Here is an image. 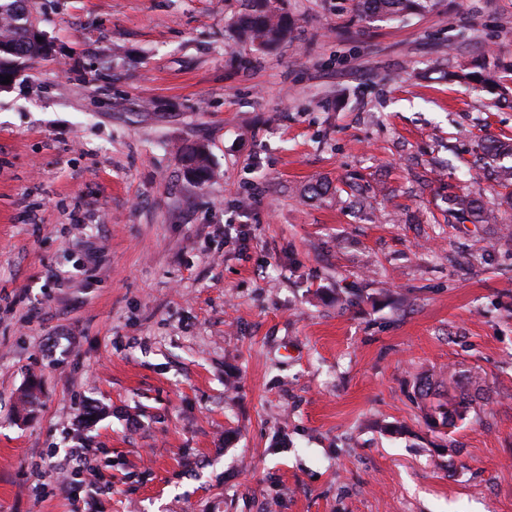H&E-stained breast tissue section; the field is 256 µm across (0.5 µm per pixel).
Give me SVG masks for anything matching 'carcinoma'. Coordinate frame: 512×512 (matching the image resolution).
Returning <instances> with one entry per match:
<instances>
[{
	"label": "carcinoma",
	"mask_w": 512,
	"mask_h": 512,
	"mask_svg": "<svg viewBox=\"0 0 512 512\" xmlns=\"http://www.w3.org/2000/svg\"><path fill=\"white\" fill-rule=\"evenodd\" d=\"M243 11L233 22L234 37L257 50L277 46L290 34L291 21L283 7V0H242ZM431 0H357L356 10L361 16L398 17L403 13L421 11ZM32 0H0V82L5 76L17 77L22 66L33 59L50 57L44 42L37 41L31 32L34 24L27 17L16 19V10L30 6ZM477 147L480 160L488 166L487 175L504 193L498 203L488 204L470 192L448 195V223L498 224L499 208L512 209V142L500 138L484 137ZM184 166L192 178L203 184L213 173L210 152L203 144L196 143L180 150ZM338 192L331 183L316 180L307 185L305 193L310 198H321Z\"/></svg>",
	"instance_id": "cac0c4a2"
}]
</instances>
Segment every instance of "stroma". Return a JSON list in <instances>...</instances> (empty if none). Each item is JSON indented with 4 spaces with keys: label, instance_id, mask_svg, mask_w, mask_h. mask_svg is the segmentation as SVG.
<instances>
[{
    "label": "stroma",
    "instance_id": "stroma-1",
    "mask_svg": "<svg viewBox=\"0 0 512 512\" xmlns=\"http://www.w3.org/2000/svg\"><path fill=\"white\" fill-rule=\"evenodd\" d=\"M284 7L262 51L242 0H37L54 56L0 89V512H512V211L443 216L495 199L512 0ZM233 22L234 37L257 50L277 46L290 34L291 21L282 0H242ZM356 10L361 16L398 17L403 13L425 10L431 0H357ZM477 147L481 151L479 159L489 167L487 175L505 192L497 204H488L471 192L448 194L445 212L449 224H498L500 206L512 209V142L486 136L479 140ZM180 158L197 183L203 184L210 179L213 173L210 152L204 144L196 143L183 148Z\"/></svg>",
    "mask_w": 512,
    "mask_h": 512
}]
</instances>
